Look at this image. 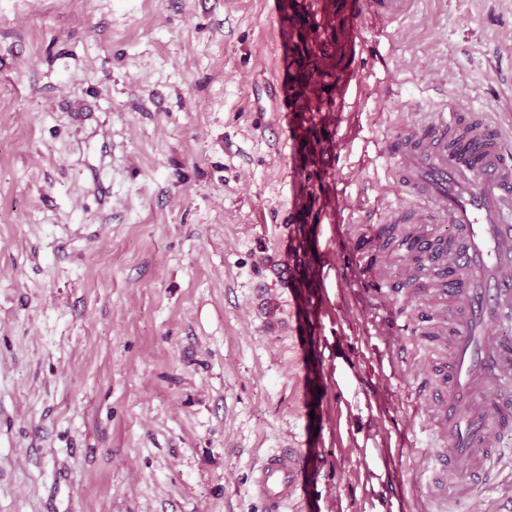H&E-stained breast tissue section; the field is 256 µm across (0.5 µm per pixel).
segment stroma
<instances>
[{"label":"stroma","mask_w":512,"mask_h":512,"mask_svg":"<svg viewBox=\"0 0 512 512\" xmlns=\"http://www.w3.org/2000/svg\"><path fill=\"white\" fill-rule=\"evenodd\" d=\"M308 2L0 0V512H266L281 448L316 512H438L379 149L454 99L512 124V0L362 24L339 114L341 0L278 41ZM359 72L352 68L347 67L339 76L336 82V89L334 91L331 107L336 112H343L345 107V95L353 82H357ZM322 466L320 459L313 462L302 448H282L267 455L258 467L253 494L264 501L268 512H281L288 504L307 500L308 484Z\"/></svg>","instance_id":"1"}]
</instances>
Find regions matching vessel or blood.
Returning a JSON list of instances; mask_svg holds the SVG:
<instances>
[{"instance_id":"1","label":"vessel or blood","mask_w":512,"mask_h":512,"mask_svg":"<svg viewBox=\"0 0 512 512\" xmlns=\"http://www.w3.org/2000/svg\"><path fill=\"white\" fill-rule=\"evenodd\" d=\"M414 0H349L352 21L372 18L389 24ZM359 78L346 68L336 82L331 106L343 111L345 95ZM460 108L448 103L433 111L423 132L407 129L386 140L396 156L395 181L422 202L431 224H446L435 258L454 276L441 297L426 302L424 336L447 335V381L440 401L424 414L446 447L435 454L428 483L432 500L462 512H481L474 489L492 483L502 459L512 457V141L484 114L460 123ZM322 461L299 448L266 456L252 484L267 512L304 500Z\"/></svg>"}]
</instances>
